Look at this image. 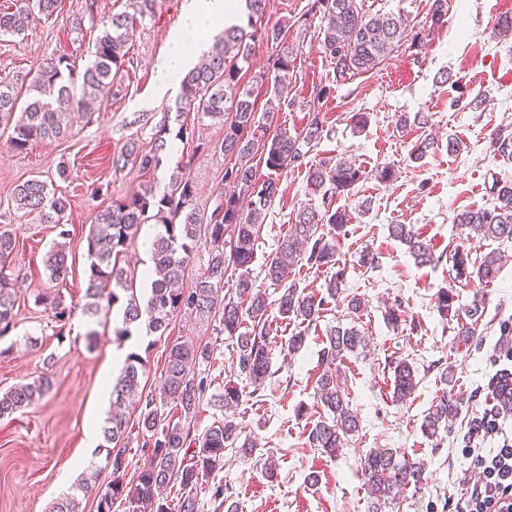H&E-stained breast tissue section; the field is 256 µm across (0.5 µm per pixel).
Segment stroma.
<instances>
[{"instance_id":"obj_1","label":"stroma","mask_w":512,"mask_h":512,"mask_svg":"<svg viewBox=\"0 0 512 512\" xmlns=\"http://www.w3.org/2000/svg\"><path fill=\"white\" fill-rule=\"evenodd\" d=\"M59 0L55 14L42 19L27 36L0 37V81L30 82L34 71L59 56L77 67L92 59L102 26L100 17L121 12L129 0ZM188 0H156L155 15L137 27L130 45L129 64L114 80L118 96L96 103L73 124L64 139L34 142L18 152L11 148L9 130L0 128V225H13L16 247L7 273L15 284V327L0 339L11 353L0 357V391L50 377L52 387L34 406L0 418V512H52L89 462L103 463L104 445L89 446L88 431L103 425L110 409L111 390L105 378L112 374L113 354L136 352L147 358L143 378L154 389L161 377L166 348L176 338L215 342L214 358L206 366L211 392L220 393L229 380L231 348L215 338L213 324L197 316L174 318L163 336L134 331L120 340L113 333L120 325L119 310H110L107 328L95 346L85 335L91 322L74 313L65 330H57L42 295H59L65 302L83 304L89 266L87 236L99 207L140 190L144 176L135 167L117 171L112 156L130 139L147 146L164 113L175 111L176 96L156 97L155 63L168 49L167 36L178 27ZM512 19V0H448L446 22L426 30L419 48L402 44L372 72L357 74L333 85L320 102L326 130L312 143L309 160L344 158L364 173L351 192L336 196L332 208L345 211L348 233L337 248L348 263L347 293L362 298L363 307L349 313L344 301L329 305L316 329L307 331L295 353L285 345L303 330L296 321L270 313L271 370L261 389L245 379L235 411L245 435L255 443L251 459L238 449L224 452V466L210 481L222 487L237 512H368L369 498L358 471L360 453L391 448L427 464L428 484L423 491H407L399 503L384 512H459L470 490L481 478L474 456L467 452L466 433L472 417L486 410L488 386L508 362L500 355V328L512 325V241H494L462 231L454 224L457 211L493 205V181L512 182V162L494 157L490 137L498 128H512V36L495 34L499 20ZM286 41L299 47L288 75L293 108L278 113L277 121L299 134L317 87L327 83L330 70L315 32L289 28ZM365 112L369 121L355 128L352 115ZM432 115L428 127L396 125L398 115ZM435 145L418 161L411 155L425 137ZM460 141V152L448 145ZM227 160L222 153L199 158L190 175L202 208L212 209L224 183ZM392 165L395 181L375 178L377 168ZM46 181L66 202L65 227L69 276L50 280L45 267L48 252L58 240L54 225L41 223L37 213L17 209L13 191L28 179ZM280 192L259 228L256 257L250 267L254 280L264 278L265 263L295 222L301 206H321L319 194L308 182L307 168L284 172ZM395 224H410L434 245L442 260L417 264L406 247L392 235ZM463 246L472 259L491 252L503 256V266L491 282L457 278L449 258ZM371 251L375 263L359 262ZM455 295V309L467 315L474 298L485 311L480 336L460 342L453 323L435 306L440 290ZM403 301L407 321L388 325L385 310ZM335 325L357 329L367 341L363 351L346 355L338 368L345 390L359 419V430L337 456L312 448L306 432L324 416L314 400L319 355L326 330ZM36 337L38 347L27 345ZM405 358L418 371V386L403 402L394 401L389 364ZM463 398L464 408L450 433L439 439L422 434L420 426L431 404L444 394ZM273 457L276 477H267L263 462ZM318 483H309L310 474Z\"/></svg>"}]
</instances>
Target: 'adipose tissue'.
Segmentation results:
<instances>
[{
  "label": "adipose tissue",
  "mask_w": 512,
  "mask_h": 512,
  "mask_svg": "<svg viewBox=\"0 0 512 512\" xmlns=\"http://www.w3.org/2000/svg\"><path fill=\"white\" fill-rule=\"evenodd\" d=\"M238 13V0H190L180 26L168 34L167 53L155 63L157 97L173 93L204 50L208 35L234 22Z\"/></svg>",
  "instance_id": "ef3b65f1"
}]
</instances>
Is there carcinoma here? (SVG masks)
<instances>
[{
	"label": "carcinoma",
	"mask_w": 512,
	"mask_h": 512,
	"mask_svg": "<svg viewBox=\"0 0 512 512\" xmlns=\"http://www.w3.org/2000/svg\"><path fill=\"white\" fill-rule=\"evenodd\" d=\"M133 13L117 12L101 21L103 31L95 42L94 60L81 71L64 56L40 67L28 88L0 81V126L12 127L11 147L22 152L37 140L66 138L72 133L71 112L86 99L109 94L114 77L125 67L120 48L127 42L129 30L137 20L152 17L155 0H132ZM58 0H20L12 12H0V36L20 35L29 29L39 14L49 18L57 10ZM448 13V0H431L428 14L430 28L440 26ZM319 19L317 38L329 57L332 81H344L369 72L379 65L408 31V18L402 14L371 12L365 0H309L307 10L297 19L303 30ZM288 23H275L246 31L238 25L224 28L221 46L202 55L181 80V93L176 119L177 129L168 120L156 126L147 150L129 141L112 158V166L123 169L132 163L139 171L153 174L169 152L168 137L189 141L191 158L220 151L235 156V162L224 168L223 181L240 188V193H221L211 213L203 214L197 204V188L187 169L188 161H179L161 192L154 184L123 200L99 210L92 220L87 237L89 273L85 303L81 312L89 319L100 315L104 304L123 303L122 327L115 335L131 337V326L145 323L152 333L165 334L174 317L195 314L214 319L215 334L224 335L235 352L236 376L258 387L271 376L269 348V308L266 291L250 277L255 256L258 219L279 193V182L272 176L263 179L251 161L265 165L274 173L308 167V180L323 200L353 190L364 173L348 160H307L304 148L321 139L325 115L314 104L309 106L307 122L301 134L293 136L287 129L275 126L278 112L294 105L285 79L297 56L294 46L278 50L271 67L260 75L270 98L266 107L258 106L252 91L242 87V71L250 65L252 53L260 44L279 45L285 40ZM205 118L224 125V139L211 141L195 136V123ZM494 156L512 161V130L498 129L490 138ZM491 192L495 204L490 208L462 210L454 223L484 237L512 240V183L493 182ZM13 198L17 208L39 214L42 223L61 227L59 237L66 238L63 228L65 201L51 195L46 182L32 178L16 185ZM350 218L344 211L304 207L295 217L274 255L265 264V279L273 286H284L277 302V313L284 321L300 320L306 327L317 326L326 310L327 299L344 293L347 266L320 229L328 225L339 237L346 234ZM153 222L163 227L152 243V269L145 274L150 288L138 296L136 278L121 265L123 254L143 224ZM392 234L407 246L415 260L423 265L438 263L429 240L409 224L392 225ZM15 247V237L0 226V337L14 327L15 284L3 274ZM208 249V264L203 275L189 288L179 287L193 254ZM500 258L485 256L472 261L462 248L453 253L456 276L464 279L491 281L499 273ZM303 263L309 268L331 271L326 282L327 296L306 292L296 281L287 282L293 266ZM238 271L235 280H227L229 269ZM49 278L63 281L69 274L66 244L59 242L46 259ZM54 322L63 329L76 307L65 304L57 296L43 298ZM469 319L456 318L455 336L463 343L477 339L481 318V301L474 300ZM314 398L326 410V416L307 431V442L332 456L359 427L357 415L336 381V363L348 353L367 346L365 337L354 328L333 326L326 330ZM213 345L174 341L167 346L161 376L160 393L153 395L141 388L147 360L140 354L127 355L124 366L112 383V412L102 428L104 441L110 444L103 467L87 472L72 492L56 503L54 512H84L83 502H95L96 512H112L114 501L122 499L127 512H198L199 497L208 487L216 470L223 466L224 450L238 448L252 455L253 441L242 438V430L228 417L216 420L202 433L191 435L193 418L199 412L211 383L197 367L212 359ZM392 395L403 402L417 387L413 364L405 359L392 366ZM51 389L50 381L17 385L0 394V417L33 406ZM493 406L472 420L473 427L484 424V416L498 418L512 415V370L504 368L489 384ZM243 391L234 381L224 385V393L211 395L219 408H236ZM138 409V435L148 450L143 467L127 477L125 439L129 437L130 417L126 403ZM180 410L178 421L164 415L165 407ZM461 412V403L446 394L428 409L421 424L423 434L436 438L448 429ZM110 470L109 480L101 482L100 474ZM360 474L368 488L371 512H382V506L396 502L409 488L421 490L427 484L424 464L388 449H373L360 457ZM179 487L178 502L164 497L168 485Z\"/></svg>",
	"instance_id": "carcinoma-1"
}]
</instances>
